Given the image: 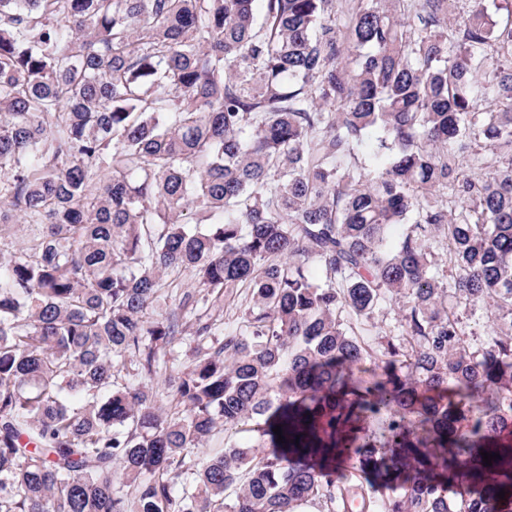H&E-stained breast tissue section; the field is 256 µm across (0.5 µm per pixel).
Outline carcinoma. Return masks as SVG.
Here are the masks:
<instances>
[{
  "label": "carcinoma",
  "mask_w": 512,
  "mask_h": 512,
  "mask_svg": "<svg viewBox=\"0 0 512 512\" xmlns=\"http://www.w3.org/2000/svg\"><path fill=\"white\" fill-rule=\"evenodd\" d=\"M265 2L0 0V512H512V0Z\"/></svg>",
  "instance_id": "1"
}]
</instances>
